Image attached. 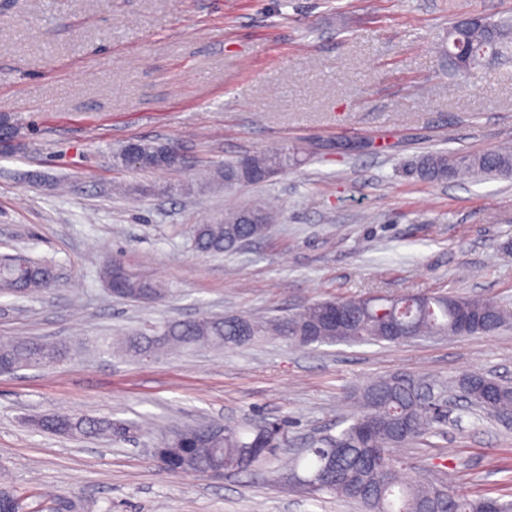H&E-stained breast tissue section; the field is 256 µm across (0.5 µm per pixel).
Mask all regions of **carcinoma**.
Segmentation results:
<instances>
[{
	"instance_id": "obj_1",
	"label": "carcinoma",
	"mask_w": 512,
	"mask_h": 512,
	"mask_svg": "<svg viewBox=\"0 0 512 512\" xmlns=\"http://www.w3.org/2000/svg\"><path fill=\"white\" fill-rule=\"evenodd\" d=\"M448 58L456 71L467 74L492 60L512 57V16L494 19L481 14L463 15L448 26ZM143 158V166L161 167V159L174 150L148 141H132L114 156L127 161L130 150ZM298 153L282 150L247 154L224 165V184H257L298 164ZM512 176V147L479 154L436 150L423 156L420 177L442 182L464 175ZM275 210L262 200L224 212V219L198 224L194 248L206 255H221L245 241L262 237L276 222ZM47 265L25 257V266L13 257L0 259V293L28 294L58 287V280L44 277ZM113 294L145 300L162 293L151 282L126 274L115 260L101 271ZM473 316L481 325L468 335H486L512 320L508 310L481 298L403 294L387 298L316 300L299 312L266 320L247 316L201 317L167 321L152 333H133L122 338L126 350L146 356L165 346L213 344L237 345L254 336H279L300 345L388 342L397 327L414 339L421 336H459L460 320ZM68 348L46 341L0 342V359L20 368L52 357L59 360ZM465 399L466 407L491 416L512 418V382L481 372L464 373L453 384L414 375L394 374L357 387L353 398L359 410L340 420L335 435L313 441L291 461V470L305 465L301 478L312 491L329 493L359 504L363 512H512V500L469 496L431 478L424 468L397 458L393 449L437 434L443 410L451 395ZM44 432L87 438L112 436L117 425L106 418L56 414L35 418ZM287 436L284 425L264 422L248 430L219 424L183 429L185 443L194 452L185 457L183 470L208 472L219 464L226 471H243L265 458L262 436L269 428Z\"/></svg>"
}]
</instances>
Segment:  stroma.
<instances>
[{
  "label": "stroma",
  "instance_id": "stroma-1",
  "mask_svg": "<svg viewBox=\"0 0 512 512\" xmlns=\"http://www.w3.org/2000/svg\"><path fill=\"white\" fill-rule=\"evenodd\" d=\"M456 0H0V255L51 264L48 293L0 294V338L72 341L69 360L0 375V473L21 496L87 512H360L290 480L288 461L337 434L354 387L397 373L512 381V326L402 344L103 354L102 336L204 315L275 317L326 298L445 291L512 310V178L422 181L433 149L512 145V60L472 77L444 55ZM172 146L170 169L114 166L126 142ZM308 146L288 171L227 187L225 163ZM255 199L268 233L219 256L193 227ZM165 293L132 300L100 276L109 256ZM110 417L118 436L43 433L34 417ZM288 424L246 472L171 473L163 432ZM455 490L512 488V426L450 410L399 448Z\"/></svg>",
  "mask_w": 512,
  "mask_h": 512
}]
</instances>
